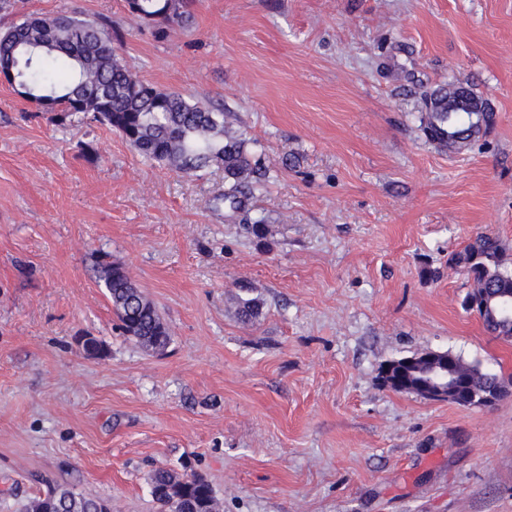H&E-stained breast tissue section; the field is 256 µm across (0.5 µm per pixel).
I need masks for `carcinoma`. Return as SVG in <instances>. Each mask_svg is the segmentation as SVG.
Returning a JSON list of instances; mask_svg holds the SVG:
<instances>
[{"label":"carcinoma","mask_w":512,"mask_h":512,"mask_svg":"<svg viewBox=\"0 0 512 512\" xmlns=\"http://www.w3.org/2000/svg\"><path fill=\"white\" fill-rule=\"evenodd\" d=\"M129 13L157 24L185 26L191 19V0H125ZM0 65L14 72L13 91L36 104L58 125L79 115L117 130L146 160L172 170L193 174L210 166L224 171L221 199L233 212L246 210L256 189L275 175L256 160L250 139L224 124V113L176 91L160 89L135 77L117 58L112 31L87 19L60 11L30 16L0 32ZM427 112L422 130L440 147L462 150L486 135L494 124L489 105L468 87L445 83L422 91ZM451 261L471 281L462 306L478 315L484 328L506 341L512 339V268L505 264L497 237L481 234ZM100 279L112 302L119 328L143 349L164 350L171 342L167 324L154 303L132 281L125 267L100 262ZM261 311L256 298L240 299L239 314L250 321ZM432 363L417 360L405 367L406 392H416ZM448 375L460 382L452 402L469 408L497 388L499 378L458 355L448 358ZM150 493L162 512H184L186 500L202 503L201 512H216L210 484L199 476L157 469ZM111 503L56 484L30 498L22 512H109Z\"/></svg>","instance_id":"obj_1"}]
</instances>
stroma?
<instances>
[{
  "mask_svg": "<svg viewBox=\"0 0 512 512\" xmlns=\"http://www.w3.org/2000/svg\"><path fill=\"white\" fill-rule=\"evenodd\" d=\"M59 11L223 108L276 179L248 202L254 237L222 171L153 166L0 84V512L42 476L159 512L158 468L205 478L221 512H512V394L461 408L379 378L449 350L512 380V341L463 312L451 262L486 232L512 267V0H193L165 28L124 0H9L0 31ZM444 82L496 114L461 152L421 130L418 88ZM98 253L157 306L164 354L119 332Z\"/></svg>",
  "mask_w": 512,
  "mask_h": 512,
  "instance_id": "obj_1",
  "label": "stroma"
}]
</instances>
